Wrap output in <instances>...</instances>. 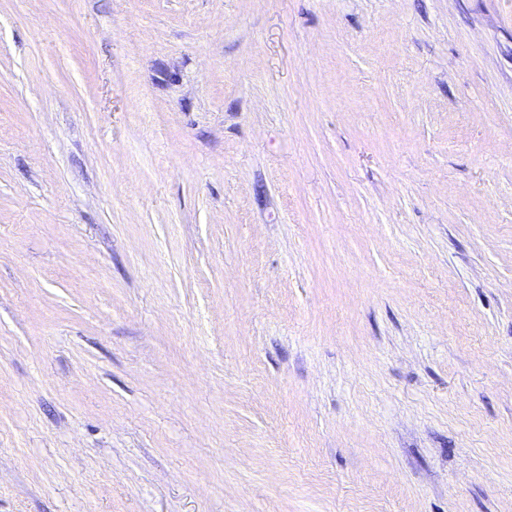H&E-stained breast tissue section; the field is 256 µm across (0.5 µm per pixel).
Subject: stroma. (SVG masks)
<instances>
[{
    "instance_id": "obj_1",
    "label": "stroma",
    "mask_w": 512,
    "mask_h": 512,
    "mask_svg": "<svg viewBox=\"0 0 512 512\" xmlns=\"http://www.w3.org/2000/svg\"><path fill=\"white\" fill-rule=\"evenodd\" d=\"M0 512H512V0H0Z\"/></svg>"
}]
</instances>
